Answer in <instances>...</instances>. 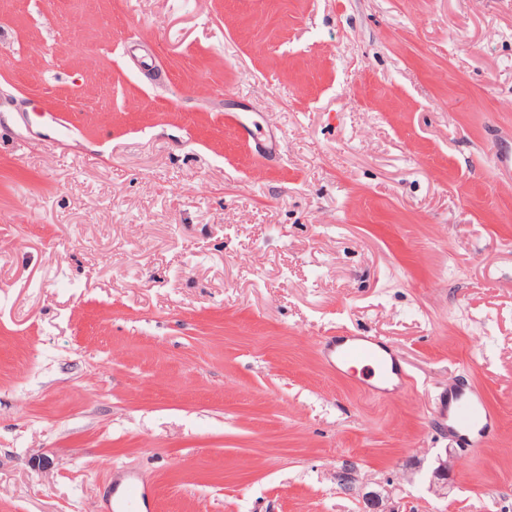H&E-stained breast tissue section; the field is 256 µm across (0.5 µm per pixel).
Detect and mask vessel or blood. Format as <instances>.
Listing matches in <instances>:
<instances>
[{
  "label": "vessel or blood",
  "mask_w": 512,
  "mask_h": 512,
  "mask_svg": "<svg viewBox=\"0 0 512 512\" xmlns=\"http://www.w3.org/2000/svg\"><path fill=\"white\" fill-rule=\"evenodd\" d=\"M323 360L336 374L353 376L356 385L374 395H387L410 385L396 349L375 336H330L320 343ZM448 421V438L462 448L480 447L499 425V414L482 390L449 384L440 399ZM111 512H148V493L134 474L112 486Z\"/></svg>",
  "instance_id": "1"
}]
</instances>
